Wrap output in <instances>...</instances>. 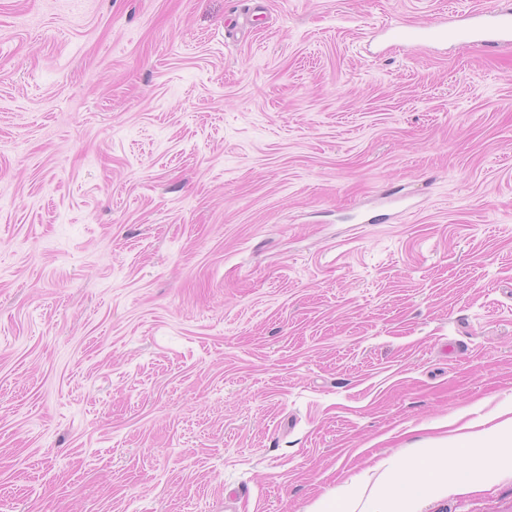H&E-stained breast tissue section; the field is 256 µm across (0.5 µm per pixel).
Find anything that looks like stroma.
Returning <instances> with one entry per match:
<instances>
[{
    "mask_svg": "<svg viewBox=\"0 0 512 512\" xmlns=\"http://www.w3.org/2000/svg\"><path fill=\"white\" fill-rule=\"evenodd\" d=\"M498 5L0 0V512H512ZM489 19L475 25L460 27L449 31L442 23H438L425 34L416 31L392 28V36L395 39L412 42L426 39L434 42L448 40V31L454 33L460 40L480 44L487 49H498L512 46V7H501L486 15ZM499 441L489 443L483 436H475L470 448L476 449L479 462L500 458L496 448H510L512 446V418L504 420L498 425ZM510 445V446H507ZM454 446L448 447V438L438 441L436 448H423L427 455L425 466L407 462L399 464L391 472L383 474L381 486L392 496V512L410 511L406 507L408 492L415 488L429 489L434 485L448 481V470L442 467V460L448 457L449 452L458 450ZM418 479L426 484H419Z\"/></svg>",
    "mask_w": 512,
    "mask_h": 512,
    "instance_id": "stroma-1",
    "label": "stroma"
}]
</instances>
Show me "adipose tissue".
<instances>
[{
	"label": "adipose tissue",
	"mask_w": 512,
	"mask_h": 512,
	"mask_svg": "<svg viewBox=\"0 0 512 512\" xmlns=\"http://www.w3.org/2000/svg\"><path fill=\"white\" fill-rule=\"evenodd\" d=\"M448 453L447 440H439L436 447L427 449L424 464L402 463L383 475L381 485L392 496V512H407V494L418 483L431 487L447 481L448 472L444 470L442 461Z\"/></svg>",
	"instance_id": "ef3b65f1"
}]
</instances>
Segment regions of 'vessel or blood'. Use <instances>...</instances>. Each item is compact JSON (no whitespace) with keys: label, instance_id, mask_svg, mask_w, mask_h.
<instances>
[{"label":"vessel or blood","instance_id":"obj_1","mask_svg":"<svg viewBox=\"0 0 512 512\" xmlns=\"http://www.w3.org/2000/svg\"><path fill=\"white\" fill-rule=\"evenodd\" d=\"M463 41L476 43L487 49H498L512 46V7H501L490 13L488 20L475 25L457 28L456 31H448L444 25H436L425 34L393 27L392 35L395 39L412 42L418 38H425L434 42L447 41L449 34Z\"/></svg>","mask_w":512,"mask_h":512}]
</instances>
